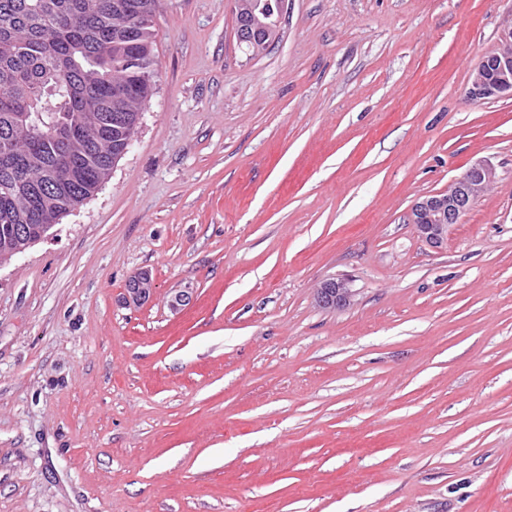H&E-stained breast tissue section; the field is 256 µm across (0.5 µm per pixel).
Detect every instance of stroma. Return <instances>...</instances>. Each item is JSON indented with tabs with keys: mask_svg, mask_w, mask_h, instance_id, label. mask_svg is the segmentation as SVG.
<instances>
[{
	"mask_svg": "<svg viewBox=\"0 0 512 512\" xmlns=\"http://www.w3.org/2000/svg\"><path fill=\"white\" fill-rule=\"evenodd\" d=\"M511 26L288 0L256 53L234 0H158L128 150L0 264V512H512V97H468ZM478 161L428 245L410 208ZM494 178L491 166L475 162L448 190L417 201L407 215L408 224L426 243L439 247L448 238V226L460 223ZM153 289L154 284L151 275L149 272L144 271L131 279L125 290L130 301L144 302L150 298ZM353 295L347 279H330L318 289L317 303L322 308L336 309L349 304Z\"/></svg>",
	"mask_w": 512,
	"mask_h": 512,
	"instance_id": "stroma-1",
	"label": "stroma"
}]
</instances>
